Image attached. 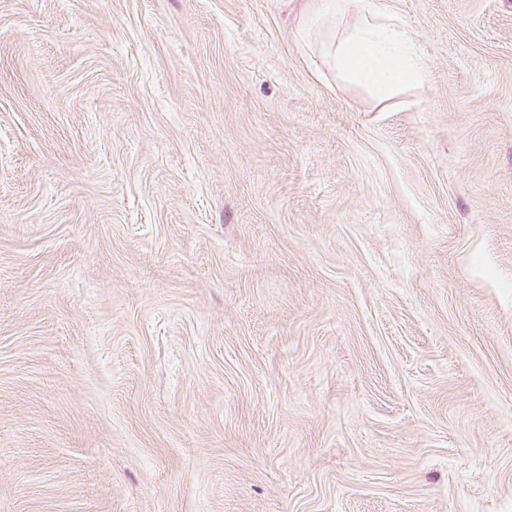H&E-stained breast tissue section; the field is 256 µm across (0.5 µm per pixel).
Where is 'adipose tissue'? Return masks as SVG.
Here are the masks:
<instances>
[{"instance_id":"ef3b65f1","label":"adipose tissue","mask_w":512,"mask_h":512,"mask_svg":"<svg viewBox=\"0 0 512 512\" xmlns=\"http://www.w3.org/2000/svg\"><path fill=\"white\" fill-rule=\"evenodd\" d=\"M347 5L357 9L361 22L325 43L329 68L366 88L380 102L403 86L419 83L424 77L423 64L403 37L385 24V0H311L308 10L310 16L319 17Z\"/></svg>"}]
</instances>
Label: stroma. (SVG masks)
Wrapping results in <instances>:
<instances>
[{
    "instance_id": "1",
    "label": "stroma",
    "mask_w": 512,
    "mask_h": 512,
    "mask_svg": "<svg viewBox=\"0 0 512 512\" xmlns=\"http://www.w3.org/2000/svg\"><path fill=\"white\" fill-rule=\"evenodd\" d=\"M0 0V512H512V0ZM309 17L336 13L345 5L354 6L361 19L359 26L323 47L328 67L337 75L366 88L375 100L393 97L403 86L419 83L424 77L421 60L403 37L381 20L386 18L385 0H311Z\"/></svg>"
}]
</instances>
